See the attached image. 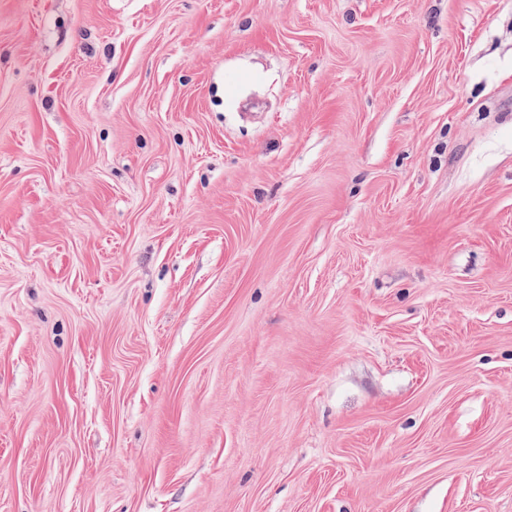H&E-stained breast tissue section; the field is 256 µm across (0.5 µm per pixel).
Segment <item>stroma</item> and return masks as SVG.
<instances>
[{
	"label": "stroma",
	"instance_id": "stroma-1",
	"mask_svg": "<svg viewBox=\"0 0 512 512\" xmlns=\"http://www.w3.org/2000/svg\"><path fill=\"white\" fill-rule=\"evenodd\" d=\"M0 512H512V0H0Z\"/></svg>",
	"mask_w": 512,
	"mask_h": 512
}]
</instances>
